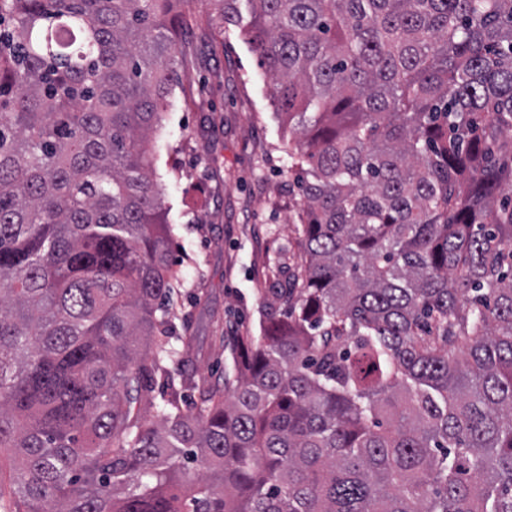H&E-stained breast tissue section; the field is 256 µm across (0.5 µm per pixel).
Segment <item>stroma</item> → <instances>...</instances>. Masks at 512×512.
<instances>
[{"label": "stroma", "instance_id": "stroma-1", "mask_svg": "<svg viewBox=\"0 0 512 512\" xmlns=\"http://www.w3.org/2000/svg\"><path fill=\"white\" fill-rule=\"evenodd\" d=\"M204 0L177 41L185 78L154 140L170 229L173 283L168 342L155 397L186 408L200 385H223L242 336L259 335L300 261L302 196L288 172L291 135L246 24L214 37Z\"/></svg>", "mask_w": 512, "mask_h": 512}]
</instances>
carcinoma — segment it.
<instances>
[{
    "label": "carcinoma",
    "mask_w": 512,
    "mask_h": 512,
    "mask_svg": "<svg viewBox=\"0 0 512 512\" xmlns=\"http://www.w3.org/2000/svg\"><path fill=\"white\" fill-rule=\"evenodd\" d=\"M247 2L300 262L233 379L161 412L151 141L192 0H0V500L512 512V0Z\"/></svg>",
    "instance_id": "cac0c4a2"
}]
</instances>
